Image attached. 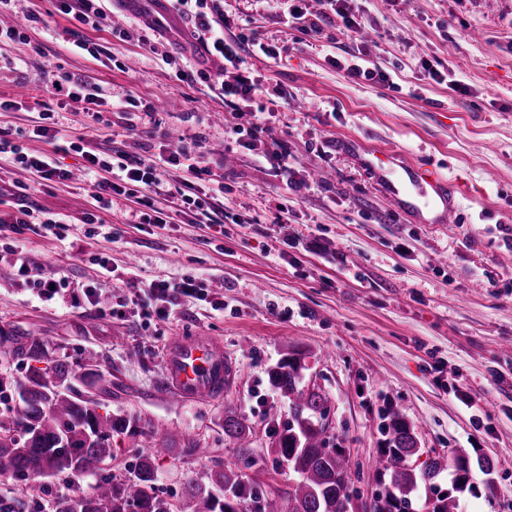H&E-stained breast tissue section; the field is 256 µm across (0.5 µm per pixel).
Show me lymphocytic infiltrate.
I'll return each instance as SVG.
<instances>
[{
  "mask_svg": "<svg viewBox=\"0 0 512 512\" xmlns=\"http://www.w3.org/2000/svg\"><path fill=\"white\" fill-rule=\"evenodd\" d=\"M272 12L282 13L287 28L307 36L321 34L324 24H341L344 32L357 34L362 23L352 5V0H320L319 13H309L298 0H268ZM169 7L186 17L191 34L201 52L195 60L188 61L190 72L201 81H211L224 97V108L228 111L234 134H247L253 146H260V133L268 119L264 112L253 111L251 102L256 96L281 97L278 87L263 84L251 72L242 70V52L258 49L269 58L277 57V46L258 42L255 34L244 32L225 34L227 21L224 17V0H169ZM219 56L224 60V68L217 74H210L205 63L208 57ZM45 90L52 96H63L75 104L77 111L86 113L93 119H100V108L105 100L99 90L88 83L72 80L69 76L48 73ZM35 138L45 141L46 151L31 152L26 148L0 136V154H8L14 163L27 171L31 182L36 186L47 183H65L71 180L69 170L61 168L57 156L62 152H76L85 160L84 175L91 186L90 210L84 214L88 224L98 223L99 211L111 210L114 197L134 200L140 207V223L151 224L156 228H166L174 217L192 214L196 223L210 224L214 218L211 206L198 189L194 178L204 172L200 165L203 140H196L194 146H179L169 154H160L146 159H133L121 150L100 153L89 148L82 139L62 133L53 113H39L32 129ZM186 168L187 178L181 179L172 189H164L160 170L164 167ZM62 215L33 207L27 195H20L10 210L0 211V239L25 229L34 234L49 238L56 236L64 224ZM128 287L138 288L147 296L146 319L164 321L179 306L182 298L192 297L207 300L210 292L202 279L187 275L177 279H155L140 283L131 279Z\"/></svg>",
  "mask_w": 512,
  "mask_h": 512,
  "instance_id": "obj_1",
  "label": "lymphocytic infiltrate"
}]
</instances>
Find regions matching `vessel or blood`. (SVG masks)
<instances>
[{
	"instance_id": "obj_1",
	"label": "vessel or blood",
	"mask_w": 512,
	"mask_h": 512,
	"mask_svg": "<svg viewBox=\"0 0 512 512\" xmlns=\"http://www.w3.org/2000/svg\"><path fill=\"white\" fill-rule=\"evenodd\" d=\"M402 170L405 179L398 186L391 182V169L379 166L375 172L401 208L419 215L430 213L435 224L447 223L459 207L458 186L418 164L403 165ZM233 374L234 366L225 357L219 339L199 333L170 339L165 355V386L172 400L195 403L222 399Z\"/></svg>"
}]
</instances>
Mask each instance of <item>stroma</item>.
<instances>
[{
  "instance_id": "1",
  "label": "stroma",
  "mask_w": 512,
  "mask_h": 512,
  "mask_svg": "<svg viewBox=\"0 0 512 512\" xmlns=\"http://www.w3.org/2000/svg\"><path fill=\"white\" fill-rule=\"evenodd\" d=\"M358 5L367 21L362 33L350 38L327 24L319 37L295 43L267 0H224L231 23L251 20L263 42L281 49L273 59L252 50L243 58L253 75L288 95L261 138L288 145L290 166L310 185L297 194L273 177L271 158L226 133L214 86L179 78L133 37L132 8L114 5L89 31L103 48L96 60L66 49L64 31L77 23L52 0H11L0 9L7 18H42L26 41L0 46V130L13 142L43 149L29 136L43 107L102 152L147 158L202 134L212 171L202 190L222 182L214 209L250 219L221 230L183 223L161 230L136 223L135 203L118 199L94 231L81 221L89 188L76 181L29 195L36 206L69 216L61 238L27 231L0 240V329L41 337L70 363L84 396L139 418L136 437L112 439L114 474L130 475L138 455L174 435L157 482L172 503L188 479L240 464L237 442L224 435L228 409L251 429L250 476L287 495L293 476L273 458L288 400L267 372L297 350L306 355L305 384L328 399L325 423L363 497L376 487L381 425L392 409L416 429L415 467L453 450L492 460L491 487L464 496L462 512H512V352L504 348L512 342V0ZM356 49L391 74L392 86L350 79L329 64V56ZM427 64L441 80L426 76ZM47 68L89 80L111 102L131 92L143 103L94 122L42 93ZM450 77L465 93L449 89ZM378 149L397 150L458 184L460 209L449 223H419L382 191L363 164ZM281 205L291 213L284 229L276 223ZM10 243L24 246L43 274L66 277L71 291L95 286L93 303L72 310L40 301L16 275ZM129 275L207 279L224 309L187 299L163 323L147 321L131 303L124 319H112L115 296L135 295L122 283ZM196 332L220 338L237 373L223 400L181 405L165 390L164 351L170 337ZM196 444L208 455L193 454ZM96 482L88 474L26 484L0 476V502L36 497L45 505L91 492Z\"/></svg>"
}]
</instances>
